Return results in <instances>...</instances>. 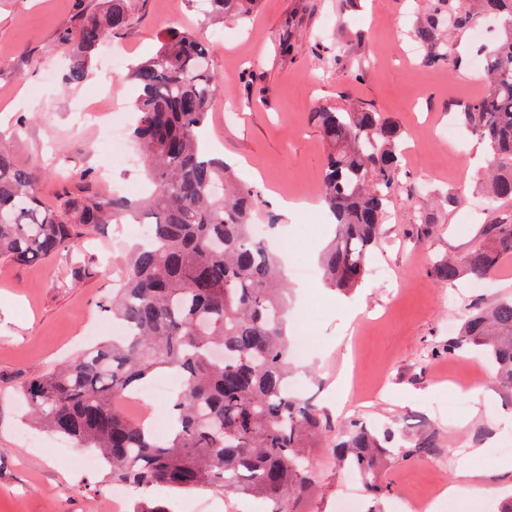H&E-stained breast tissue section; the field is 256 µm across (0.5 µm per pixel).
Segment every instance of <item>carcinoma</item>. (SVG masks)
<instances>
[{"mask_svg": "<svg viewBox=\"0 0 512 512\" xmlns=\"http://www.w3.org/2000/svg\"><path fill=\"white\" fill-rule=\"evenodd\" d=\"M204 17L249 20L258 0H203ZM504 19L500 43L483 51L488 85L457 113L459 124L487 147L490 203L512 201V0H482ZM463 31L477 15L460 0H428L414 29L421 64L448 58L442 25ZM129 24L124 0L84 18L59 43L76 46L65 83L88 77L91 53ZM211 48L171 30L157 52L133 67L129 80L140 113V143L152 185L141 198L72 194L48 210L37 177L16 167L0 144V260L26 263L70 248L101 226L140 214L151 241L137 244L119 287L106 303L124 333L77 352L57 370L24 382L18 393L48 431L92 448L112 482L134 489L128 512H172L179 494L207 489L261 500L267 512H296L315 483L316 449L328 448L371 496L368 512L388 493L384 467L395 433L359 417L335 423L312 399L290 389L287 286L270 238L252 235L259 191L241 183L232 165L211 157L205 128L216 91ZM313 119L329 143L322 199L338 230L321 262L326 284L341 293L367 273L397 182L400 128L370 103L321 107ZM512 254V215L484 225L483 240L463 257L436 262L443 285L463 276L484 279ZM477 348L512 389V297L475 303L458 334L442 347L450 356ZM158 370L181 380L168 405L169 436L157 438L121 401ZM436 432L401 445L402 458L432 455Z\"/></svg>", "mask_w": 512, "mask_h": 512, "instance_id": "obj_1", "label": "carcinoma"}]
</instances>
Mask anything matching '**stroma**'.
<instances>
[{"instance_id":"35a3bbf8","label":"stroma","mask_w":512,"mask_h":512,"mask_svg":"<svg viewBox=\"0 0 512 512\" xmlns=\"http://www.w3.org/2000/svg\"><path fill=\"white\" fill-rule=\"evenodd\" d=\"M465 5L479 14V24L449 31L448 63L439 69L407 55L427 0H358L354 6L260 0L244 25L206 22L188 0H125L129 25L112 40L132 63L150 57L168 27L193 30L210 44L218 90L208 138L270 211H277L280 197L300 203L280 218L279 235L313 268L336 233L322 202L329 146L312 120L314 109L368 102L414 139V152L396 172L372 270L361 286L342 296L318 278L288 281V332L309 344L293 362L306 396L333 417L352 413L395 429L400 439L425 424L439 431L441 446L431 457L391 456L383 512H411L406 494L435 477L480 487V495L458 498V512H494L512 494V391L479 355L438 354L471 303L512 296V278L496 270L480 281L444 286L430 275L435 260L461 257L477 243L493 214L481 206L479 139L462 129L453 141L444 138L456 127L460 106L484 92L473 63L499 33L498 20L482 14L481 0ZM107 6L108 0H0V134L9 137L16 165L36 171V190L52 208L72 193L107 194L144 183L141 164L113 167L95 120L76 113L106 84L122 106V120L133 124L134 89L126 76L109 74L99 53L82 85L67 86L62 78L60 33ZM287 37L294 43L290 56L279 48ZM336 46L348 50L345 65L329 58ZM228 99L236 105L230 121L224 118ZM18 121L24 128L17 134ZM427 212L435 216L428 228L422 223ZM133 241L121 225L109 224L52 257L0 261V512H108L105 471L76 469L75 445L24 429L14 390L80 351L89 326L109 324L102 305L125 271ZM377 266L393 281L376 276ZM341 375L361 398L350 408L336 391ZM471 448L483 455L464 479L458 468ZM317 461V482L297 512H336L337 500L350 491L346 471L327 449H319Z\"/></svg>"}]
</instances>
